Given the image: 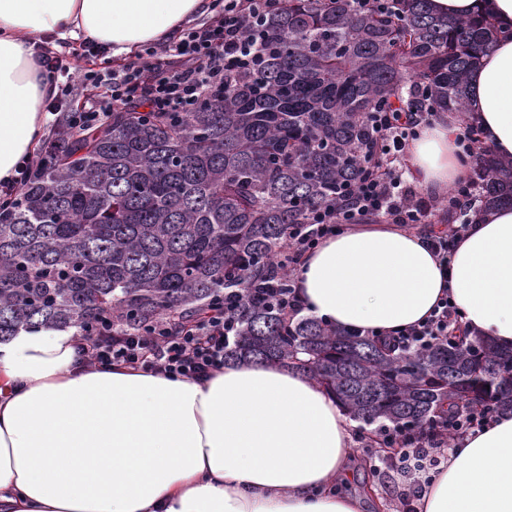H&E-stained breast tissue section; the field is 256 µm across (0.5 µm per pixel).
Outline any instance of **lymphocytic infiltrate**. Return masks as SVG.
<instances>
[{"instance_id": "f902f5d3", "label": "lymphocytic infiltrate", "mask_w": 512, "mask_h": 512, "mask_svg": "<svg viewBox=\"0 0 512 512\" xmlns=\"http://www.w3.org/2000/svg\"><path fill=\"white\" fill-rule=\"evenodd\" d=\"M276 6V0H224L214 20L188 27L178 41L164 40L147 47L143 58L113 71L110 77L84 74L83 83L96 88L97 94L78 107L71 104L72 85L64 51L39 47L36 59L49 84L46 110L53 116L50 135L75 137L102 129L113 109L120 106L140 105L148 112H189L200 100L219 97L225 86L257 71L263 63V26ZM431 118L428 112L404 120L390 112L369 113L370 135L380 149L381 165L376 173L362 177L351 187L355 207L311 212L309 230L289 233V277H296L299 259L305 252L344 225L371 218L410 227L429 223L436 202L417 197L394 163L419 127ZM219 309V314L204 315L187 327L161 319L137 335L113 325L106 317L80 337L79 350L94 366L121 362L151 373L204 377L223 368L224 349L236 333L233 307L223 303ZM460 320L457 308L444 298L423 322L398 331L395 339L409 348L444 343ZM496 414L490 405L449 420L435 435L389 432L384 439L397 448L405 472L426 476L440 463L434 449L447 445L449 440L463 439Z\"/></svg>"}]
</instances>
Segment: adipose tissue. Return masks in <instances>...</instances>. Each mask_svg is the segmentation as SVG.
Returning a JSON list of instances; mask_svg holds the SVG:
<instances>
[{"label":"adipose tissue","mask_w":512,"mask_h":512,"mask_svg":"<svg viewBox=\"0 0 512 512\" xmlns=\"http://www.w3.org/2000/svg\"><path fill=\"white\" fill-rule=\"evenodd\" d=\"M433 14L479 11L498 39L469 72L463 118L512 158V0H429ZM209 0H0V180L30 154L47 119L34 61L44 37H86L124 55L204 13ZM460 118V119H463ZM460 119L424 127L410 148L437 194L466 174ZM306 315L390 333L441 298L470 335L512 350V206L471 217L448 265L394 224H356L306 253ZM75 329L0 343V512H360L333 487L353 421L335 398L280 363L230 362L198 380L122 364H82ZM418 512H512V412L448 451Z\"/></svg>","instance_id":"obj_1"}]
</instances>
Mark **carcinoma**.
Returning a JSON list of instances; mask_svg holds the SVG:
<instances>
[{
    "instance_id": "obj_1",
    "label": "carcinoma",
    "mask_w": 512,
    "mask_h": 512,
    "mask_svg": "<svg viewBox=\"0 0 512 512\" xmlns=\"http://www.w3.org/2000/svg\"><path fill=\"white\" fill-rule=\"evenodd\" d=\"M382 13L353 0H280L265 62L192 112L112 111L106 128L53 142L54 161L0 211V341L76 329L108 315L139 327L235 304L224 361L286 362L325 386L379 444L492 402L512 409V351L454 334L406 350L256 297L285 288L288 230L340 203L376 159L365 117L444 112L497 38L488 18H441L429 0ZM411 87L405 100L400 90ZM470 174L485 205H512V159L477 145Z\"/></svg>"
}]
</instances>
